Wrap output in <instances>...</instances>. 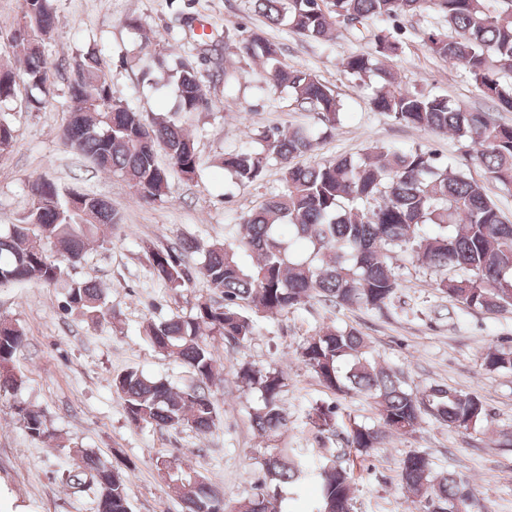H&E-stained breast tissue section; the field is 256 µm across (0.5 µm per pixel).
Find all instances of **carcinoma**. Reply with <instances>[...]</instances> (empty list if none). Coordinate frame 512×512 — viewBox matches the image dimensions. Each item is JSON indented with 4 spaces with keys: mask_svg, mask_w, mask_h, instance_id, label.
Returning <instances> with one entry per match:
<instances>
[{
    "mask_svg": "<svg viewBox=\"0 0 512 512\" xmlns=\"http://www.w3.org/2000/svg\"><path fill=\"white\" fill-rule=\"evenodd\" d=\"M255 10L278 26L313 42H329L337 25H349L365 47L342 61L343 71L362 81L373 73L382 85L371 99L374 111L420 132L449 134L470 147V157L486 179L512 189V125L498 124L488 112L469 111L432 91H411L385 64L404 53L403 41L389 24L430 8L441 19L429 30L428 50L465 67L475 90L502 111H512V0H253ZM23 31L11 43L24 50L23 66L0 68V103L16 96L22 81L44 91L49 81L43 45L54 33V0H23ZM225 43L238 56L260 65L268 86L289 91L302 109L314 112L322 133L336 129L342 104L335 90L317 75L284 60L282 44L261 30L227 29ZM196 41L212 45L211 67L202 74L191 62L172 70L178 111L203 112L212 106L209 84L236 86L235 67L219 53L214 34ZM78 79L69 83L73 107L67 112L62 137L67 147L88 157L100 171L124 178L140 203L166 201L169 170L158 160L165 152L170 165L195 175L201 166L195 140L164 117L152 123L128 101L114 96L109 68L94 50L80 57ZM320 137L301 126L270 127L251 141L224 152V170L242 184L261 181L271 165L280 164L283 188L261 201L233 225L231 242L203 245L181 239L147 247L152 274L174 293L203 278L222 302L202 297L188 317L173 315L147 325V336L162 354L188 366L196 384L180 389L163 378L129 369L112 379L127 419L135 426L183 429L205 435L216 425L212 386L216 360L212 336L229 343L250 341L259 331L257 314L290 313L313 299L335 307L382 311L394 306L402 287L393 259L408 258L414 266L440 273L436 289L461 310L490 313L512 311V220L488 193L484 182L469 176L452 161L442 163L420 148L370 145L357 155L301 165L296 159L315 150ZM15 143L11 122L0 114V154ZM29 208L4 234L0 233V286L32 281L61 285L65 305L92 325L106 307L102 288L93 282L69 281L65 265L79 263L98 230L119 223L117 213L94 196L91 206L70 205L68 193L38 177L29 184ZM292 237L285 238L281 227ZM202 251L195 269L184 263L189 252ZM253 257L242 260L241 253ZM23 329L0 323V389H17L23 380L10 368L23 346ZM299 359L319 383L338 395L355 392L371 399L378 424L353 422L347 447L361 453L380 448L392 436L415 433L433 417L465 430L487 418L475 393L440 385L412 387L405 372L382 365L368 340L354 327L322 326L297 349ZM482 366L512 369V349L487 347ZM242 387L260 393L251 414L253 428L273 441L288 426L282 406L287 387L284 372L252 363L237 374ZM27 433L53 440L44 412L15 407ZM307 425L320 433L336 426V412L314 403ZM264 471L260 492L235 499L194 468L158 457L156 468L179 494L182 512H282V492H295L313 482L319 494L310 512H353L352 475L335 454L311 465L286 448L268 445L259 457ZM400 485L419 512H468L469 491L463 481L434 471L427 455L411 451L401 461ZM68 483L75 489L108 491L110 506L97 512H130L126 480L94 452L80 449L72 458Z\"/></svg>",
    "mask_w": 512,
    "mask_h": 512,
    "instance_id": "carcinoma-1",
    "label": "carcinoma"
}]
</instances>
